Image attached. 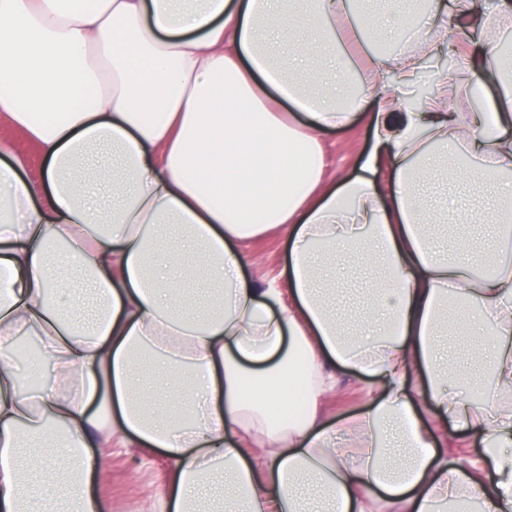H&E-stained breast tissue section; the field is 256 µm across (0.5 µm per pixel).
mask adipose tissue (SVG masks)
Here are the masks:
<instances>
[{
	"label": "adipose tissue",
	"instance_id": "adipose-tissue-1",
	"mask_svg": "<svg viewBox=\"0 0 512 512\" xmlns=\"http://www.w3.org/2000/svg\"><path fill=\"white\" fill-rule=\"evenodd\" d=\"M344 0H0V512H102L91 490L112 443L174 464L163 512H502L512 503V262L484 225L512 223V65L496 35L512 0H485L484 40L409 90L434 55L409 0L346 19ZM368 45L350 84L346 46ZM399 40L402 54L375 52ZM463 80L485 100L448 106ZM302 121L282 119L273 98ZM367 110L372 146L323 178V128ZM496 189L454 248L429 194ZM278 227L280 280L246 279V241ZM384 271L376 326L353 337L331 301L340 255ZM38 335L52 385L19 391L13 349ZM476 350L491 393L456 392L450 358ZM302 359L308 405L292 418ZM369 406L327 423L332 366ZM111 412L112 422L100 421ZM482 434L472 458L438 449ZM0 135L2 137L10 138L21 150H23L27 157V167L25 171L21 173L23 179L31 182L35 185L37 193L33 196L34 202H37L41 191V175L43 162L40 158L37 149L26 141L22 133L14 130L5 121H0Z\"/></svg>",
	"mask_w": 512,
	"mask_h": 512
}]
</instances>
